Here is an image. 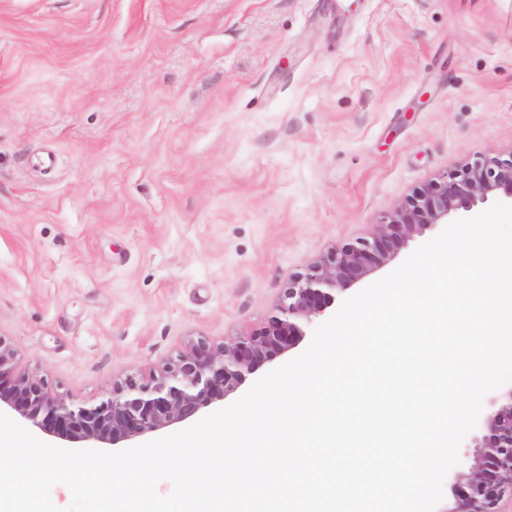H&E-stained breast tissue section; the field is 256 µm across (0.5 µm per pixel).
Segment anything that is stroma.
Segmentation results:
<instances>
[{
    "instance_id": "obj_1",
    "label": "stroma",
    "mask_w": 512,
    "mask_h": 512,
    "mask_svg": "<svg viewBox=\"0 0 512 512\" xmlns=\"http://www.w3.org/2000/svg\"><path fill=\"white\" fill-rule=\"evenodd\" d=\"M512 153V0H0V339L93 402Z\"/></svg>"
}]
</instances>
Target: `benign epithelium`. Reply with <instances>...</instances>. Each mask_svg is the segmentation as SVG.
I'll return each instance as SVG.
<instances>
[{
	"instance_id": "7a95c632",
	"label": "benign epithelium",
	"mask_w": 512,
	"mask_h": 512,
	"mask_svg": "<svg viewBox=\"0 0 512 512\" xmlns=\"http://www.w3.org/2000/svg\"><path fill=\"white\" fill-rule=\"evenodd\" d=\"M502 197L512 199V154L475 158L415 190L370 236L336 245L294 275L263 328L219 345L193 340L160 371L115 383L92 403L59 397L44 379L17 372L16 351L0 340V412L11 410L36 431L94 448L183 422L288 352L308 325L330 312L338 292L388 265L415 235ZM468 455L471 464L458 474L445 512H501L505 495H512V388L490 398Z\"/></svg>"
}]
</instances>
